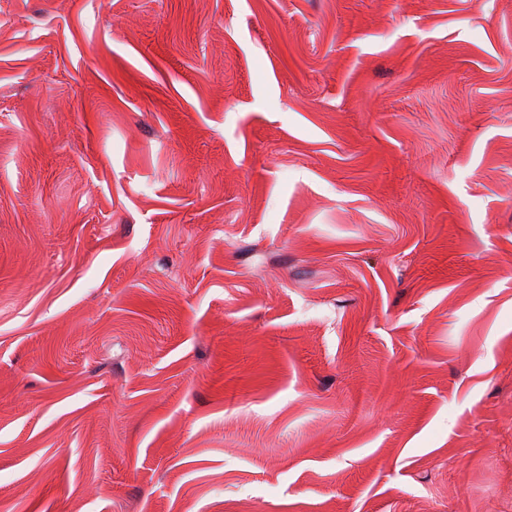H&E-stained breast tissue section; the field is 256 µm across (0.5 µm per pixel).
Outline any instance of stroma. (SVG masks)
Instances as JSON below:
<instances>
[{"mask_svg": "<svg viewBox=\"0 0 512 512\" xmlns=\"http://www.w3.org/2000/svg\"><path fill=\"white\" fill-rule=\"evenodd\" d=\"M0 512H512V0H0Z\"/></svg>", "mask_w": 512, "mask_h": 512, "instance_id": "stroma-1", "label": "stroma"}]
</instances>
